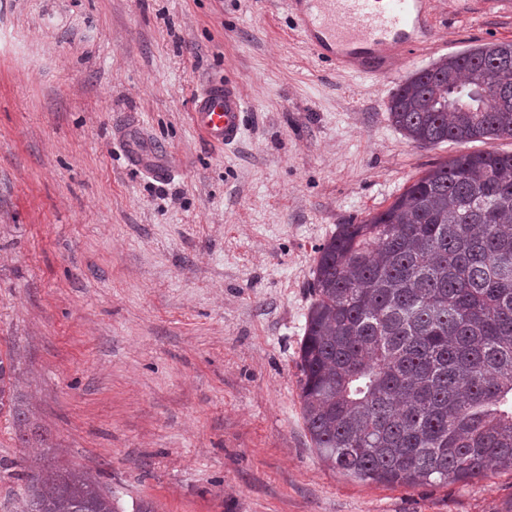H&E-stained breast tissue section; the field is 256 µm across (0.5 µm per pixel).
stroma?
<instances>
[{
  "label": "stroma",
  "instance_id": "stroma-1",
  "mask_svg": "<svg viewBox=\"0 0 512 512\" xmlns=\"http://www.w3.org/2000/svg\"><path fill=\"white\" fill-rule=\"evenodd\" d=\"M431 44L390 74L319 61L287 0H0V512L43 467L120 512H506L512 471L413 487L332 471L299 399L316 249L478 142L388 118L415 72L512 41V8L428 0ZM236 78L239 141L192 122ZM144 139L173 163L139 168ZM47 447L18 439L13 406Z\"/></svg>",
  "mask_w": 512,
  "mask_h": 512
}]
</instances>
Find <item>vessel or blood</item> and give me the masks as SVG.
Returning a JSON list of instances; mask_svg holds the SVG:
<instances>
[{"label":"vessel or blood","instance_id":"obj_1","mask_svg":"<svg viewBox=\"0 0 512 512\" xmlns=\"http://www.w3.org/2000/svg\"><path fill=\"white\" fill-rule=\"evenodd\" d=\"M296 29L317 57L358 74L386 73L393 57L410 53L432 37L426 0H289ZM246 116L237 81L218 78L196 96L192 120L210 143L238 141Z\"/></svg>","mask_w":512,"mask_h":512}]
</instances>
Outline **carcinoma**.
I'll list each match as a JSON object with an SVG mask.
<instances>
[{
	"mask_svg": "<svg viewBox=\"0 0 512 512\" xmlns=\"http://www.w3.org/2000/svg\"><path fill=\"white\" fill-rule=\"evenodd\" d=\"M512 41L416 72L392 94L411 142L512 137ZM477 87L467 112L453 93ZM299 398L327 466L363 482L469 483L512 469V153L434 165L385 209L317 249ZM21 443L45 444L15 407ZM19 512H118L84 472L43 469Z\"/></svg>",
	"mask_w": 512,
	"mask_h": 512,
	"instance_id": "obj_1",
	"label": "carcinoma"
}]
</instances>
